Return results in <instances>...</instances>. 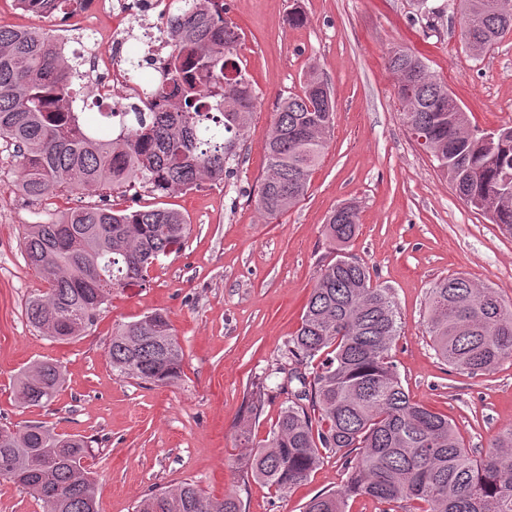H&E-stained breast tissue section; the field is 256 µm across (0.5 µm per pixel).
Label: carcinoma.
Instances as JSON below:
<instances>
[{"label":"carcinoma","instance_id":"1","mask_svg":"<svg viewBox=\"0 0 512 512\" xmlns=\"http://www.w3.org/2000/svg\"><path fill=\"white\" fill-rule=\"evenodd\" d=\"M37 15L65 11L71 0H27ZM501 0H454L465 44L489 51L512 33ZM167 27L163 58L169 81L147 90L140 108L109 109L116 135L89 125L76 111L78 55L66 56L38 23L0 27V139L14 146L18 189L41 201L58 192L104 187L152 195L222 182L240 158L243 131L256 95L237 61L240 35L224 20V0H182ZM388 69L398 92L419 103L402 113L423 135L460 199L512 234V135L487 144L467 112H435L448 87L422 57L392 52ZM336 106L328 83L311 72L301 93L282 99L266 142L267 167L257 208L274 216L306 194L327 148ZM325 234L335 261L320 273L286 354L299 366L317 362L313 377L293 369L300 388L266 439L241 459V469L275 491L307 480L323 454L343 459L341 489L311 498L304 512H346L349 498L402 504L403 512H512V427L484 456L470 452L448 416L414 403L405 392L391 349L397 308L388 289L371 282L366 266L344 252L359 228L358 209L344 203ZM190 224L172 208L115 210L81 207L28 224V265L47 283L27 299L26 316L43 335L70 341L84 335L112 291L141 286L150 269L185 245ZM433 348L449 365L473 374L512 361V305L496 289L462 276L429 289L426 321ZM107 356L126 378L169 386L181 378L183 350L167 316L152 312L112 329ZM64 382L50 360L22 370L18 399L47 404ZM89 440L46 425L0 424V479L40 500L43 512H99ZM134 512H242L236 495L214 498L195 483L152 492Z\"/></svg>","mask_w":512,"mask_h":512}]
</instances>
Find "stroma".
<instances>
[{"label": "stroma", "instance_id": "35a3bbf8", "mask_svg": "<svg viewBox=\"0 0 512 512\" xmlns=\"http://www.w3.org/2000/svg\"><path fill=\"white\" fill-rule=\"evenodd\" d=\"M296 7L307 21L295 27L288 14ZM224 17L241 34L238 62L258 95L241 157L223 183L166 197L190 224L184 247L150 271L146 286L114 291L75 340L53 341L27 319V298L46 284L25 259V225L68 209H149L155 201L131 191L31 200L16 188L12 148L0 142V424L40 423L89 438L100 512H132L152 490L190 480L215 498L238 495L245 512H303L315 495L341 487L335 454L283 492L247 478L238 433L245 427L254 441L266 439L288 404L286 343L334 258L326 218L346 202L359 214L347 253L397 304L391 354L411 401L448 415L464 445L482 455L512 426V361L473 374L439 358L426 333L428 290L441 278L464 276L512 304V234L451 190L404 126L386 67L394 46L421 53L473 129L494 131L512 125V35L473 55L451 0H224ZM313 66L336 105L328 146L305 197L265 216L255 188L276 106L300 92ZM155 311L167 315L184 353L182 376L169 386L118 376L107 357L115 324ZM42 360L61 365V391L47 405L19 403L17 374ZM262 378L268 388L254 414L248 391Z\"/></svg>", "mask_w": 512, "mask_h": 512}]
</instances>
